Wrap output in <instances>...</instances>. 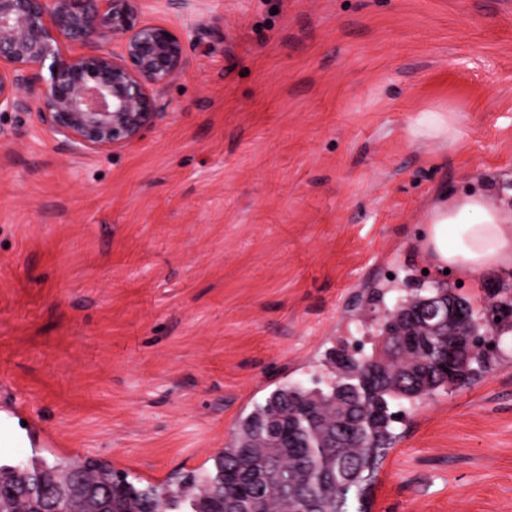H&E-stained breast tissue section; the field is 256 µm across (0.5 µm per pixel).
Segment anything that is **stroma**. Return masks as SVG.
I'll return each instance as SVG.
<instances>
[{"label": "stroma", "mask_w": 512, "mask_h": 512, "mask_svg": "<svg viewBox=\"0 0 512 512\" xmlns=\"http://www.w3.org/2000/svg\"><path fill=\"white\" fill-rule=\"evenodd\" d=\"M166 115L78 153L0 115V464L93 457L144 487L209 466L278 385L377 347L388 282L484 307L416 237L441 189L512 175V0H201ZM456 112L449 144L409 134ZM350 512H512V331L405 411ZM25 432L19 428L17 423L6 414L0 412V447H15L23 438Z\"/></svg>", "instance_id": "obj_1"}]
</instances>
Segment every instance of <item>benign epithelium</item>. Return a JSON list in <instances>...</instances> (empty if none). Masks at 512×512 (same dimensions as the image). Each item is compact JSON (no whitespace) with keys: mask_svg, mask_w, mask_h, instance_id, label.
<instances>
[{"mask_svg":"<svg viewBox=\"0 0 512 512\" xmlns=\"http://www.w3.org/2000/svg\"><path fill=\"white\" fill-rule=\"evenodd\" d=\"M142 0H0V112H36L55 135L83 151L126 147L164 114L162 91L188 65V36L140 19ZM119 42L120 51L102 49ZM87 48L70 55L64 44ZM423 327L448 328L467 312L444 295H431L415 310ZM465 341L448 336L435 364L452 363ZM51 512H112L92 497L61 494Z\"/></svg>","mask_w":512,"mask_h":512,"instance_id":"obj_1","label":"benign epithelium"}]
</instances>
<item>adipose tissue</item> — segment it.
Returning a JSON list of instances; mask_svg holds the SVG:
<instances>
[{
  "label": "adipose tissue",
  "instance_id": "adipose-tissue-1",
  "mask_svg": "<svg viewBox=\"0 0 512 512\" xmlns=\"http://www.w3.org/2000/svg\"><path fill=\"white\" fill-rule=\"evenodd\" d=\"M460 123L454 112H420L409 132L416 141L446 144ZM417 238L441 270L468 276L492 265L512 266V181L454 192L431 207Z\"/></svg>",
  "mask_w": 512,
  "mask_h": 512
}]
</instances>
